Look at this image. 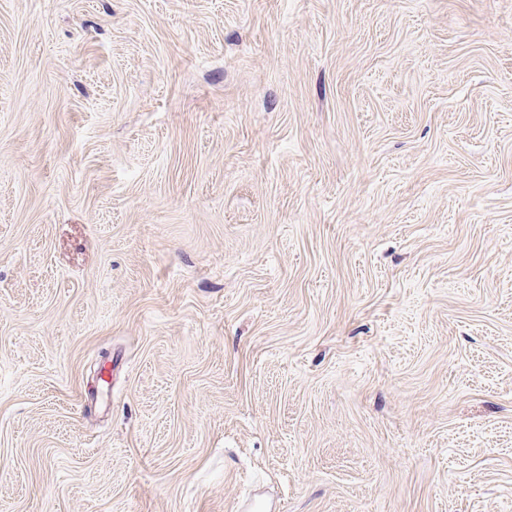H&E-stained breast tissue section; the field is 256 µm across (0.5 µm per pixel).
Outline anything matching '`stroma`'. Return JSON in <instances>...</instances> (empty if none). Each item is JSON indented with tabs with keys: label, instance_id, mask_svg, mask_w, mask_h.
Here are the masks:
<instances>
[{
	"label": "stroma",
	"instance_id": "1",
	"mask_svg": "<svg viewBox=\"0 0 512 512\" xmlns=\"http://www.w3.org/2000/svg\"><path fill=\"white\" fill-rule=\"evenodd\" d=\"M512 512V0H0V512Z\"/></svg>",
	"mask_w": 512,
	"mask_h": 512
}]
</instances>
